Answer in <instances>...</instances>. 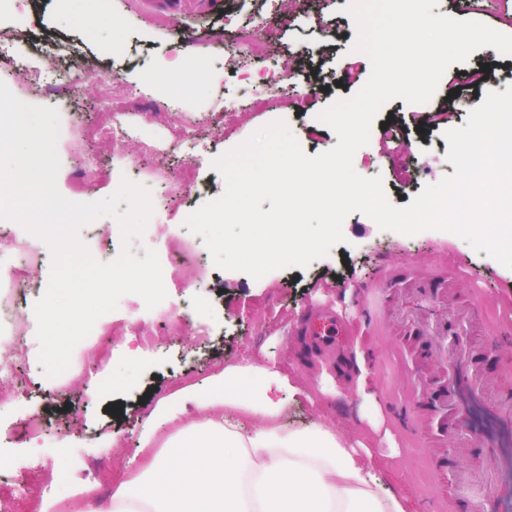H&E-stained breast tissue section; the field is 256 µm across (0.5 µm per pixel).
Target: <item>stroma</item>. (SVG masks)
Listing matches in <instances>:
<instances>
[{"mask_svg": "<svg viewBox=\"0 0 512 512\" xmlns=\"http://www.w3.org/2000/svg\"><path fill=\"white\" fill-rule=\"evenodd\" d=\"M348 0H318L316 10L296 13L282 0H21L16 22L27 28V52L47 60L57 45H70L76 54L64 70L65 78L48 97L30 95L11 71L0 68V81L20 100L52 108L66 107L73 126L96 120L104 106L98 97L96 75L83 61H92L97 75L111 80L126 96L128 120L141 127L122 145L87 142L78 135L60 139L59 191L75 202H94L112 195L122 178L151 192V223L162 225L161 238L134 239L132 251L154 249L166 259L179 245L186 218L225 190L223 176L214 169L216 158L276 120L285 121L302 150L310 156L337 144L335 132L318 121L332 100L359 91L371 74V62L353 51L356 27L347 12ZM503 0H483L480 11L462 10L460 0H438L437 11L457 19L475 20L512 35L502 24ZM258 26L271 33L270 59L289 79V94H302V106H284L283 94L259 80L266 62L252 60L236 69L223 63L236 28ZM269 59V60H270ZM194 61L200 76L187 87L172 82L185 61ZM322 66L333 88L325 97L312 91L309 74ZM248 87L261 96L260 112L236 110L223 120L210 116L212 97L219 89ZM512 86V56L495 48L473 52L443 75L433 103L447 102L448 125H465L469 112L486 92ZM430 104H408L397 98L376 117L370 140L357 150L355 170L382 179L387 199L398 207L411 203L424 186L453 174L448 163L445 127L432 126ZM388 125L402 126L401 150L413 180L402 184L384 140ZM192 129L202 148L187 154L184 129ZM161 132L169 157V184L152 178L154 158L145 153L142 136ZM193 164L194 179L182 172ZM111 169L109 182L97 177ZM81 189H74V182ZM344 243L307 267L273 270L255 279L242 271L215 267L207 246L198 257L209 267L200 287L171 288L168 307L178 309L182 329H166L158 315L135 308L137 295L123 296L113 321L124 328L108 342V362L89 360L95 338L74 348V374L67 386L46 377L34 336L13 337L5 362L14 366L10 381L0 384V453L9 465L0 470V512H26L16 491L17 481L43 489L45 512H56L60 500L77 502L101 496L100 468L113 470L117 481L143 465L171 434L167 415L189 423L200 414L208 386L224 377L228 366H253L270 372L292 391H281L284 430L301 429L330 420L351 431L354 447L365 449L373 461L377 490L383 500L397 499L405 512H438L428 494L438 482L453 483L458 471L489 463L485 438H474L470 455L460 456L453 444L435 454L428 438L433 421L418 395L420 384L441 391L442 370L422 362L425 337L392 326L396 307L411 301L412 291L425 289L432 303L451 292L461 310L495 301L512 306V269L485 252L476 251L459 236L427 229L414 235L381 229L365 214H350L343 223ZM330 306L355 326L342 358L302 349L295 331L313 307ZM140 325L150 334L142 345L132 333ZM492 323L475 336L472 361L485 374L512 358V344H495ZM185 385L172 388L174 377ZM45 424L44 446L14 441L12 429L29 417Z\"/></svg>", "mask_w": 512, "mask_h": 512, "instance_id": "35a3bbf8", "label": "stroma"}]
</instances>
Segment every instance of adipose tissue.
Wrapping results in <instances>:
<instances>
[{"instance_id":"ef3b65f1","label":"adipose tissue","mask_w":512,"mask_h":512,"mask_svg":"<svg viewBox=\"0 0 512 512\" xmlns=\"http://www.w3.org/2000/svg\"><path fill=\"white\" fill-rule=\"evenodd\" d=\"M249 372L225 368L198 420L177 428L123 484L110 512H403L397 501H381L372 461L348 432L328 423L283 430L273 374H262L256 395L242 399ZM243 417L252 421L245 432Z\"/></svg>"}]
</instances>
